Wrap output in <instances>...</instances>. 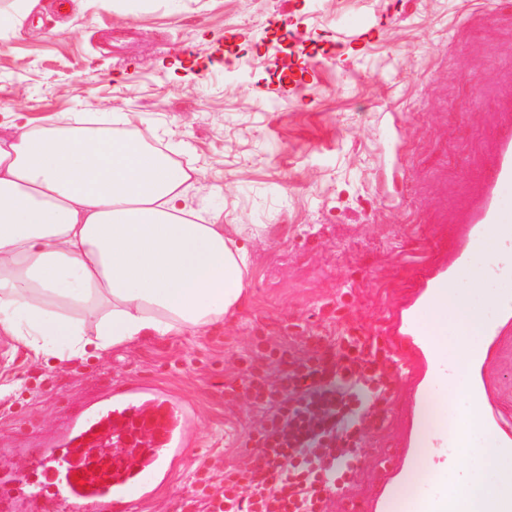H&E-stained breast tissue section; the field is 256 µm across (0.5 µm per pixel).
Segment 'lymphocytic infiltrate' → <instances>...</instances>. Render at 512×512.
I'll return each mask as SVG.
<instances>
[{"mask_svg": "<svg viewBox=\"0 0 512 512\" xmlns=\"http://www.w3.org/2000/svg\"><path fill=\"white\" fill-rule=\"evenodd\" d=\"M327 342L321 352L254 349L241 388L260 426L223 484L203 465L186 501L194 512H329L351 487L361 426L391 397L394 356L354 328Z\"/></svg>", "mask_w": 512, "mask_h": 512, "instance_id": "obj_1", "label": "lymphocytic infiltrate"}]
</instances>
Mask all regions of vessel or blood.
Wrapping results in <instances>:
<instances>
[{"instance_id":"b4317fda","label":"vessel or blood","mask_w":512,"mask_h":512,"mask_svg":"<svg viewBox=\"0 0 512 512\" xmlns=\"http://www.w3.org/2000/svg\"><path fill=\"white\" fill-rule=\"evenodd\" d=\"M512 223V135L497 143L494 160L482 181L478 206L467 218L458 238L456 250L447 263L430 265L419 272L412 297L390 316L387 333L395 351L408 359L410 371L421 381L437 383L447 379L445 361L434 354V345L427 324L432 309L444 288L466 267L472 250H485L492 258V278L512 275V238L493 240L491 230L497 224ZM500 316L487 324L485 336L496 339L512 325V298L498 303ZM492 365L488 348L466 347L454 366L469 376L467 389L473 402L481 409L477 415L480 426L492 436L503 455L512 457V433L500 428L484 404L489 395L487 371ZM116 411L113 425L125 427L141 413H150L154 420L152 441L155 451L142 456L132 467L115 466L98 473L78 470L71 462L79 448L99 444L98 424L86 409L70 413L60 431L62 444L51 443L32 451L30 470L20 479L19 487L0 485V512H16L19 501L36 503L50 497L48 485L41 482L38 471L45 462L57 463L63 472L67 495L54 500V512H67L70 502L104 501L112 512H136L140 503L150 498L151 490L142 483L143 474L153 470L154 454L164 455L171 466L185 460V432L194 424V411L184 398L157 390L147 382H131L112 394ZM448 472L434 474L432 492L411 499L403 512H448ZM51 498V497H50Z\"/></svg>"}]
</instances>
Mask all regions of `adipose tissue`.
<instances>
[{
    "mask_svg": "<svg viewBox=\"0 0 512 512\" xmlns=\"http://www.w3.org/2000/svg\"><path fill=\"white\" fill-rule=\"evenodd\" d=\"M122 117L34 128L12 118L0 133V333L58 360L108 352L143 338L200 332L242 304L249 256L186 204L195 178L154 146L120 131ZM476 268L449 283L434 308L437 355L477 344L487 319ZM455 311L454 339L441 337ZM491 479L455 496L467 512L512 500V459L492 440L466 443Z\"/></svg>",
    "mask_w": 512,
    "mask_h": 512,
    "instance_id": "obj_1",
    "label": "adipose tissue"
}]
</instances>
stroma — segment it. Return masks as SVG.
I'll return each mask as SVG.
<instances>
[{"label":"stroma","instance_id":"stroma-1","mask_svg":"<svg viewBox=\"0 0 512 512\" xmlns=\"http://www.w3.org/2000/svg\"><path fill=\"white\" fill-rule=\"evenodd\" d=\"M181 69H174V62ZM41 127L121 113L199 171L193 209L240 227V310L204 333L145 338L65 363L0 334V480L106 385L148 379L192 402L183 466L161 463L138 512H179L200 461L238 463L259 423L225 392L254 344L312 348L342 326L384 340L424 266L447 259L512 133V0H40L0 38V108ZM493 410L512 426V329L493 345ZM398 376L367 422L332 512H370L401 440L432 438Z\"/></svg>","mask_w":512,"mask_h":512}]
</instances>
